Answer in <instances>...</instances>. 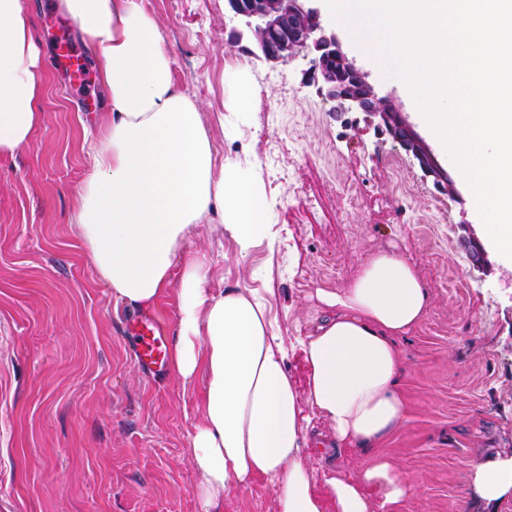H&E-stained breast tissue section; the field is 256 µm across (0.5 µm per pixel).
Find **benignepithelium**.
Returning a JSON list of instances; mask_svg holds the SVG:
<instances>
[{"mask_svg":"<svg viewBox=\"0 0 512 512\" xmlns=\"http://www.w3.org/2000/svg\"><path fill=\"white\" fill-rule=\"evenodd\" d=\"M231 18L241 25L233 30L239 41L246 37L268 62L288 64L302 52L314 53L305 81L336 101L346 112H368L378 126L417 160L422 171L438 186L452 187L447 172L430 147L397 109L388 95L380 94L355 57L343 47L336 31L322 24L311 0H226Z\"/></svg>","mask_w":512,"mask_h":512,"instance_id":"1","label":"benign epithelium"}]
</instances>
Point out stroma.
I'll return each mask as SVG.
<instances>
[{"instance_id":"35a3bbf8","label":"stroma","mask_w":512,"mask_h":512,"mask_svg":"<svg viewBox=\"0 0 512 512\" xmlns=\"http://www.w3.org/2000/svg\"><path fill=\"white\" fill-rule=\"evenodd\" d=\"M28 2L46 85L29 145L0 157V512H200L203 381L143 373L129 347L136 312L99 278L75 221L92 170L84 131L108 118V95L98 83L82 93L63 63L67 43L74 64L96 69L75 22ZM144 6L219 156L268 204L247 256L219 219L192 231L185 248L210 258V288L270 299L289 345L324 312L316 289L345 287L381 251L413 262L430 308L401 341L411 414L383 445L420 487L401 512H512V497L487 505L471 483L476 461L512 455V272L492 249L473 259L481 219L449 153L434 151L447 191L376 118L338 112L305 83L310 54L284 66L232 44L225 0Z\"/></svg>"}]
</instances>
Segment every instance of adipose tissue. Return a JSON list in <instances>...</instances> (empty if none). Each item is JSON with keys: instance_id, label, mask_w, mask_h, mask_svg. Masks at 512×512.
<instances>
[{"instance_id": "obj_1", "label": "adipose tissue", "mask_w": 512, "mask_h": 512, "mask_svg": "<svg viewBox=\"0 0 512 512\" xmlns=\"http://www.w3.org/2000/svg\"><path fill=\"white\" fill-rule=\"evenodd\" d=\"M90 45L108 90V122L86 133L92 172L77 190L76 222L86 256L113 295L137 309L175 291L179 316L170 350L183 381L204 375L191 446L203 512H222L226 491L263 481L277 512H399L418 488L380 454L405 423L400 386L409 335L429 309L414 263L393 252L370 256L347 287L318 289L326 314L298 341L305 391L288 376V352L270 300L249 288L213 292L206 255L188 252L194 227L219 213L240 254L266 230L258 186L218 162L200 105L172 79V58L144 0H61ZM45 76L29 33L26 0H0V157L27 145L39 121ZM331 431L321 459L343 448L368 451L358 477L312 486L302 406ZM490 504L512 496V456L471 473Z\"/></svg>"}]
</instances>
